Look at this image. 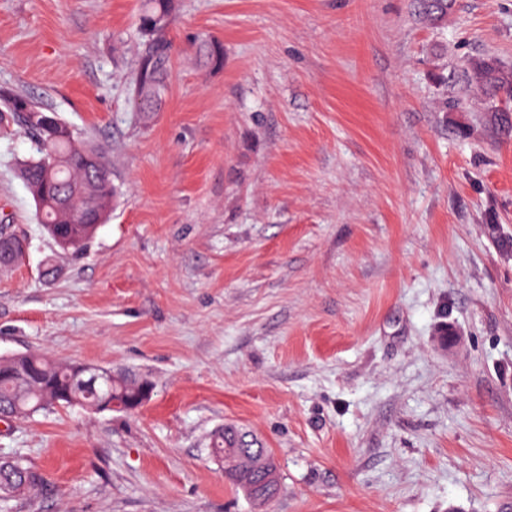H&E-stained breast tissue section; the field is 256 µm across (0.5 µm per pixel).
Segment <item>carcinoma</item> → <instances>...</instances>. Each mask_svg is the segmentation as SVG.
<instances>
[{"instance_id": "cac0c4a2", "label": "carcinoma", "mask_w": 512, "mask_h": 512, "mask_svg": "<svg viewBox=\"0 0 512 512\" xmlns=\"http://www.w3.org/2000/svg\"><path fill=\"white\" fill-rule=\"evenodd\" d=\"M431 20L441 22L448 17L451 0H423ZM173 0H144L138 18L139 33L146 40V49L129 82L130 100L137 112H157L168 86L169 72L165 59L170 50L162 33L166 28ZM468 82L485 96L490 111L499 112L497 102L512 97V73L504 70L491 59H478L470 63ZM4 111L22 125L38 145L39 157L20 166V176L36 205V215L48 235L58 231L68 239L67 252L79 255L90 240L85 225L105 222L112 210L117 189L112 184L110 171L102 153L80 143L75 133L58 134L67 126H43L38 116L48 112L42 104L27 97L9 95L0 98ZM72 362L51 359L40 353L25 354V363L16 368L7 361H0V416L17 414L29 418L40 411L58 408L52 383L64 384ZM143 389V380L117 373L101 379L92 390L75 387L71 391L73 405L90 409L103 397L120 400L124 412L133 410ZM270 455L268 449L248 432L234 427H220L209 437V453L215 460H224L229 468L227 480L236 483L240 453ZM268 476L266 472L252 471L246 482L240 484L253 504L256 501L253 487ZM42 476L21 458L0 459V512H9V502L40 485Z\"/></svg>"}]
</instances>
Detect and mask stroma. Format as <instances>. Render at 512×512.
I'll use <instances>...</instances> for the list:
<instances>
[{
	"instance_id": "stroma-1",
	"label": "stroma",
	"mask_w": 512,
	"mask_h": 512,
	"mask_svg": "<svg viewBox=\"0 0 512 512\" xmlns=\"http://www.w3.org/2000/svg\"><path fill=\"white\" fill-rule=\"evenodd\" d=\"M141 3L0 0V94L58 113L120 191L63 253L0 115V225L29 240L0 266V356L153 384L131 414L0 425V459L43 477L11 512H253L209 455L222 424L269 448L267 512H512V117L466 80L512 70V0L440 23L416 0H175L146 117Z\"/></svg>"
}]
</instances>
